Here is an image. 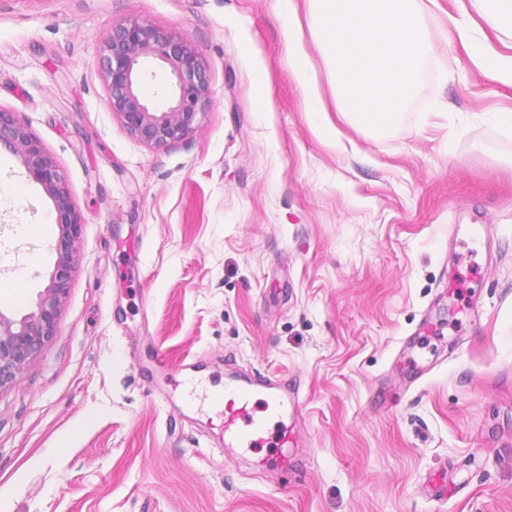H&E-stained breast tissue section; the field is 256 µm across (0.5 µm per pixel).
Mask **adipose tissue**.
<instances>
[{
    "instance_id": "1",
    "label": "adipose tissue",
    "mask_w": 512,
    "mask_h": 512,
    "mask_svg": "<svg viewBox=\"0 0 512 512\" xmlns=\"http://www.w3.org/2000/svg\"><path fill=\"white\" fill-rule=\"evenodd\" d=\"M495 32L512 35V0H468L448 17V30L464 47L479 71L512 83V56L498 52L487 36L478 34L475 17Z\"/></svg>"
}]
</instances>
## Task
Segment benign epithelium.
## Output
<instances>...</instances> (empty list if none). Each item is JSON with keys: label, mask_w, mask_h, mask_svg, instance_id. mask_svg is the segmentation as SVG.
Segmentation results:
<instances>
[{"label": "benign epithelium", "mask_w": 512, "mask_h": 512, "mask_svg": "<svg viewBox=\"0 0 512 512\" xmlns=\"http://www.w3.org/2000/svg\"><path fill=\"white\" fill-rule=\"evenodd\" d=\"M154 59L166 67L169 84L162 108L142 96L140 64ZM113 114L140 142L167 146L196 130L211 94L202 54L179 33L146 21L118 22L97 51ZM9 149L52 201L60 229L58 258L36 309L16 319L0 311V388L13 383L26 363L56 332V320L68 288L81 216L70 199L66 180L53 157L15 113L0 110V147Z\"/></svg>", "instance_id": "benign-epithelium-1"}]
</instances>
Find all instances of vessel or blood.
I'll list each match as a JSON object with an SVG mask.
<instances>
[{
  "label": "vessel or blood",
  "instance_id": "1",
  "mask_svg": "<svg viewBox=\"0 0 512 512\" xmlns=\"http://www.w3.org/2000/svg\"><path fill=\"white\" fill-rule=\"evenodd\" d=\"M206 400L221 422L226 452L272 443L279 450L273 468L292 469L301 401L287 379L235 377L225 382L222 393L207 392Z\"/></svg>",
  "mask_w": 512,
  "mask_h": 512
}]
</instances>
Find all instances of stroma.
<instances>
[{
  "label": "stroma",
  "mask_w": 512,
  "mask_h": 512,
  "mask_svg": "<svg viewBox=\"0 0 512 512\" xmlns=\"http://www.w3.org/2000/svg\"><path fill=\"white\" fill-rule=\"evenodd\" d=\"M437 44L385 129L338 111L309 28L324 134L277 0H0V109L82 216L55 336L0 389V512H512V85ZM181 33L211 97L187 140L139 142L96 51L114 23ZM27 224L19 233V224ZM60 235L0 150V311L28 313ZM300 387L296 468L236 459L186 377Z\"/></svg>",
  "instance_id": "35a3bbf8"
}]
</instances>
